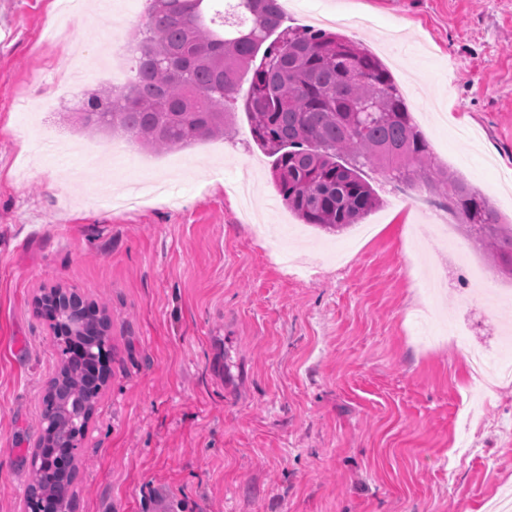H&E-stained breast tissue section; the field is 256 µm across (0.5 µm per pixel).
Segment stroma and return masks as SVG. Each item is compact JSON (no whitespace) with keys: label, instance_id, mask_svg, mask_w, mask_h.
Instances as JSON below:
<instances>
[{"label":"stroma","instance_id":"obj_1","mask_svg":"<svg viewBox=\"0 0 512 512\" xmlns=\"http://www.w3.org/2000/svg\"><path fill=\"white\" fill-rule=\"evenodd\" d=\"M0 0V512H25L40 402L59 363L42 289L104 307L110 378L76 455L77 512H489L512 489V383L471 377L467 348L512 362V279L461 227L381 199L332 234L302 223L244 112L235 129L154 152L23 117L78 50L125 51L147 0ZM284 28L337 32L390 72L435 163L512 218V0H283ZM63 152L43 155L48 122ZM117 179L181 203L112 206Z\"/></svg>","mask_w":512,"mask_h":512}]
</instances>
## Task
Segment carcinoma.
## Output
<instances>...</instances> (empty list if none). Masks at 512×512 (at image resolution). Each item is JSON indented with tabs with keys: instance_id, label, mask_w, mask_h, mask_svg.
I'll return each mask as SVG.
<instances>
[{
	"instance_id": "cac0c4a2",
	"label": "carcinoma",
	"mask_w": 512,
	"mask_h": 512,
	"mask_svg": "<svg viewBox=\"0 0 512 512\" xmlns=\"http://www.w3.org/2000/svg\"><path fill=\"white\" fill-rule=\"evenodd\" d=\"M137 42L135 76L120 89L84 98L80 128L125 134L155 151L224 136L233 125L241 73L250 72L243 107L255 143L274 157L272 176L284 204L300 220L342 229L380 199L365 169L379 168L446 201L466 232L476 234L491 267L512 277V224L488 200L446 171L435 169L427 142L379 59L337 33L281 34L280 0H237L250 25L224 9L226 0H148ZM52 321L62 357L41 399L38 445L55 449L33 465L26 499L53 500L75 512L79 467L65 446L84 433L110 372L99 368L109 341L105 310L77 292L52 288L36 299Z\"/></svg>"
}]
</instances>
